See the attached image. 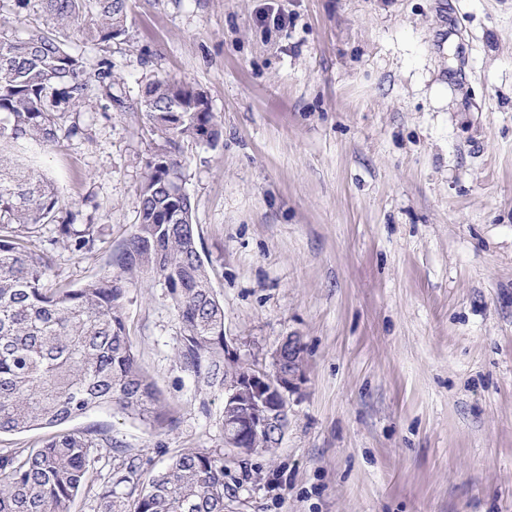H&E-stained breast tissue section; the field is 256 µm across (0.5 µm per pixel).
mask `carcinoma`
I'll list each match as a JSON object with an SVG mask.
<instances>
[{
    "instance_id": "carcinoma-1",
    "label": "carcinoma",
    "mask_w": 512,
    "mask_h": 512,
    "mask_svg": "<svg viewBox=\"0 0 512 512\" xmlns=\"http://www.w3.org/2000/svg\"><path fill=\"white\" fill-rule=\"evenodd\" d=\"M41 2L49 22L83 41L127 34V0ZM88 88L82 56L51 28L0 31V434L56 429L39 444L0 451V512H72L83 492L97 500V512H224L223 454L185 450L141 489L137 458L112 435L61 429L101 406L154 412L156 391L123 313L133 274L167 289L179 325L176 356L198 385L202 410L211 393L224 392V304L198 249L194 205L176 191L184 178L181 142L215 147L222 137L201 88L165 78L145 84L138 109L166 146L146 162L139 224L113 253L115 272L79 288L47 286L50 261L31 247L32 230L54 224L50 244L78 253L95 249L99 230L73 224L54 183L4 151L82 134L63 119ZM103 460L109 469L98 484L89 476Z\"/></svg>"
}]
</instances>
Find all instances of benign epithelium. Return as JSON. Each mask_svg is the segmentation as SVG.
Segmentation results:
<instances>
[{"label": "benign epithelium", "instance_id": "obj_1", "mask_svg": "<svg viewBox=\"0 0 512 512\" xmlns=\"http://www.w3.org/2000/svg\"><path fill=\"white\" fill-rule=\"evenodd\" d=\"M297 347V339L286 337L272 356L274 371L269 373L255 367L236 368L241 363L237 343L224 338V359L230 365L224 382V406L236 405L238 395L247 392L256 402L254 416L247 419V428L257 435L266 432L277 443L284 434L282 413L288 406V393L296 391L303 382V373L281 370L286 363V352Z\"/></svg>", "mask_w": 512, "mask_h": 512}]
</instances>
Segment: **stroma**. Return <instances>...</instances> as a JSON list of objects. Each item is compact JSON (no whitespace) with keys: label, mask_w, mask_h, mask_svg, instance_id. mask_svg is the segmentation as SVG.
<instances>
[{"label":"stroma","mask_w":512,"mask_h":512,"mask_svg":"<svg viewBox=\"0 0 512 512\" xmlns=\"http://www.w3.org/2000/svg\"><path fill=\"white\" fill-rule=\"evenodd\" d=\"M126 37L82 49L115 82L30 147L77 223L74 253L31 237L50 287L111 271L164 141L135 104L149 79L205 90L223 131L183 142L198 246L243 362L305 347L272 453L224 441L175 358L165 288L134 278L128 335L165 412L98 407L148 481L189 448L223 453L224 512H512V0H128ZM284 14L285 28L269 23ZM125 109L116 108L113 98Z\"/></svg>","instance_id":"35a3bbf8"}]
</instances>
